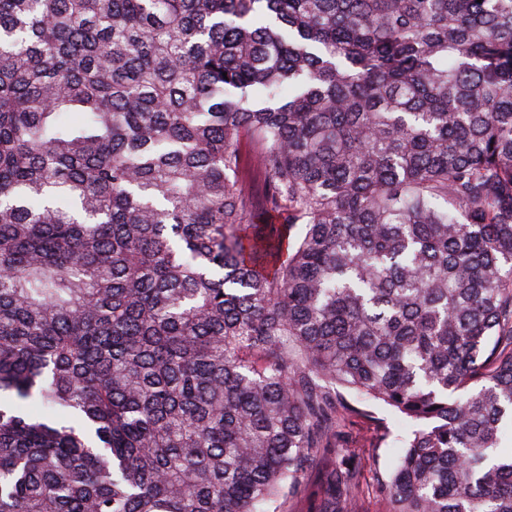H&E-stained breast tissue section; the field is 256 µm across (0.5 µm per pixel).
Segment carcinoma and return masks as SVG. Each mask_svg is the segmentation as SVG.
I'll use <instances>...</instances> for the list:
<instances>
[{
  "instance_id": "obj_1",
  "label": "carcinoma",
  "mask_w": 512,
  "mask_h": 512,
  "mask_svg": "<svg viewBox=\"0 0 512 512\" xmlns=\"http://www.w3.org/2000/svg\"><path fill=\"white\" fill-rule=\"evenodd\" d=\"M0 512H512V0H0ZM353 458L319 512H357ZM377 413L379 417L385 418L384 429H377L363 418L352 417L350 424L337 439L339 449L353 455L359 471V512L388 510L386 503L376 494L375 488L378 480L386 476L396 458L398 448L393 444L394 437L408 432L411 428L410 423L390 413ZM384 430L391 434L390 437L380 448H374Z\"/></svg>"
}]
</instances>
